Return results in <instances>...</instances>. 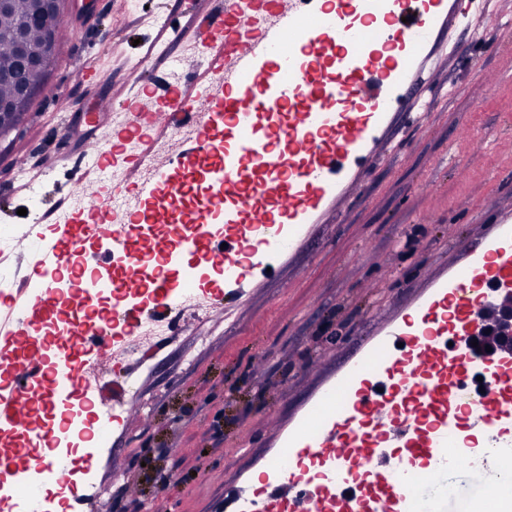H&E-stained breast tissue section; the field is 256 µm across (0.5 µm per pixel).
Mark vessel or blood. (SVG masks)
<instances>
[{
  "label": "vessel or blood",
  "mask_w": 512,
  "mask_h": 512,
  "mask_svg": "<svg viewBox=\"0 0 512 512\" xmlns=\"http://www.w3.org/2000/svg\"><path fill=\"white\" fill-rule=\"evenodd\" d=\"M496 33L483 0H211L198 17L194 48L178 80L156 79L132 63L141 91L122 103L112 138L85 153L115 169L117 185L89 190L78 176L64 211L40 245L17 254L12 306L0 312V354L30 348L0 384V424L26 431L0 450V474L36 472L42 483L90 498L57 455L97 432L72 415L39 417L71 397L73 385L103 390L111 361L108 325L66 338L44 328L70 308L112 290L80 280L85 264H127L124 300L110 319L136 330L173 327L189 300L179 294V259L219 273L202 289L208 313L229 310L252 282L278 270L301 246L324 207L339 202L355 171L378 154L400 122L424 126L408 103L434 78L426 51L448 16ZM181 138L165 162L156 144ZM135 187L136 203L112 223L116 186ZM165 227L164 235L152 232ZM155 278L141 298L136 269ZM512 305V212L463 244L458 263L432 279L405 316L383 323L353 362L288 426L284 448L265 473L268 493L241 490L230 512H512V344L492 351L472 340L492 309ZM94 365H83L85 354Z\"/></svg>",
  "instance_id": "obj_1"
}]
</instances>
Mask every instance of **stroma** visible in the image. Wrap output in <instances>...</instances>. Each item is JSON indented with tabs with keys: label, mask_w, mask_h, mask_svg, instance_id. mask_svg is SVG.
<instances>
[{
	"label": "stroma",
	"mask_w": 512,
	"mask_h": 512,
	"mask_svg": "<svg viewBox=\"0 0 512 512\" xmlns=\"http://www.w3.org/2000/svg\"><path fill=\"white\" fill-rule=\"evenodd\" d=\"M188 0H93L67 13L69 32L48 78L0 137V191L18 220L50 224L74 175L75 143L60 144V116L132 96L138 57L158 76L195 40ZM503 23L497 39L448 23L433 45L437 78L418 90L425 127H397L385 153L319 217L304 247L255 282L228 314L186 317L162 350L146 356L134 394L145 417L115 425L98 451L91 512H225L227 500L274 454L275 423L298 416L320 385L368 336L378 317L404 306L433 274L512 209V0H484ZM493 72L486 85L476 69ZM474 132L469 147L459 129ZM431 222H423V215Z\"/></svg>",
	"instance_id": "stroma-1"
}]
</instances>
